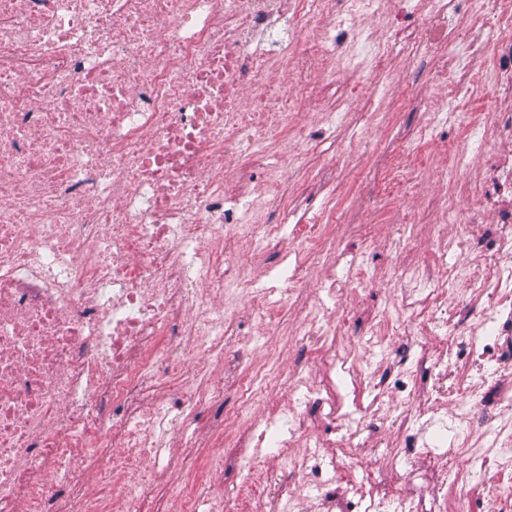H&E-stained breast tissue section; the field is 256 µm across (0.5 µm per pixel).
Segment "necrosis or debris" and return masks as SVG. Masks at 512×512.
Wrapping results in <instances>:
<instances>
[{"label": "necrosis or debris", "instance_id": "4bbe7bcc", "mask_svg": "<svg viewBox=\"0 0 512 512\" xmlns=\"http://www.w3.org/2000/svg\"><path fill=\"white\" fill-rule=\"evenodd\" d=\"M386 4L0 0V512H166L142 476L165 472L175 429L203 456L178 490L183 512H281L288 487L257 453L282 445L280 433L235 426L216 411L223 384L193 389L183 368L223 362L237 333L224 291L240 303L258 290L225 256L289 242L279 294L254 316L275 322L292 308L303 336L335 335L333 301L350 305L354 288L372 287L360 266L307 291L318 224L300 200L330 199L333 177L301 183L296 162L263 160L326 97L329 70L383 82L385 60L400 52L439 63L415 140L439 135L440 105L452 97L459 120L504 150L487 170L459 153L438 174L431 259L398 266L369 332L372 346L392 348L418 320L441 345L399 358L360 414L390 416L419 455L435 448L451 460L469 444L481 483L512 464V377L489 354L512 335V0H417L419 24L378 44L357 19ZM463 23L471 71L448 64ZM477 88L495 111L469 110ZM267 208L289 226L252 221ZM451 253L458 263L448 264ZM464 285L486 291L471 325L449 303ZM427 375L446 381L452 399L425 389ZM298 384L307 411L274 403L273 414L302 434L335 420L321 383L304 373ZM229 448L243 474L230 485ZM428 483L425 492L406 481L397 512H441L447 469Z\"/></svg>", "mask_w": 512, "mask_h": 512}]
</instances>
